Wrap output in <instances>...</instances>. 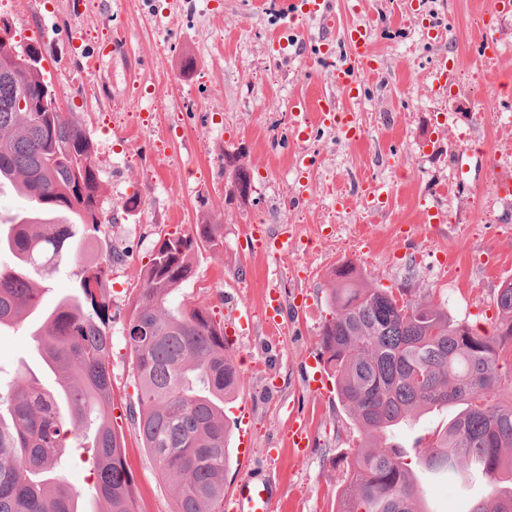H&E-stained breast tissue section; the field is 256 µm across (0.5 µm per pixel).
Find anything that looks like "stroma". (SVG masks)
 I'll use <instances>...</instances> for the list:
<instances>
[{
  "mask_svg": "<svg viewBox=\"0 0 512 512\" xmlns=\"http://www.w3.org/2000/svg\"><path fill=\"white\" fill-rule=\"evenodd\" d=\"M282 2L0 0L13 40L41 45L44 80L97 154L110 225L89 255H116L104 285L112 301V416L142 512H171L173 498L130 418L137 400L122 328L160 235L193 232L205 218L224 226L223 251L199 253L177 298L212 307L240 364L241 384L224 410L230 422L247 418L253 440L224 485L271 477L281 488L274 512H336L346 479L348 413L333 377L313 382L333 266L351 261L367 286L430 295L451 319L481 332L496 326L498 289L512 279V98L491 94L500 73L512 71V11H495L492 0H332L326 17L301 22L280 55L272 45L285 24ZM359 23L372 29L376 69L353 100L318 56L326 47L345 59L350 49L339 32ZM484 35L507 54L475 63ZM443 61L456 80L439 95L432 72ZM299 96L346 112L360 136L344 138L317 118L295 135L289 106ZM471 139L474 190L456 175L457 154ZM239 148L254 187L245 206L229 199L224 172L225 151ZM374 183L392 192L370 211L362 202ZM342 197L350 208L339 205ZM425 210L434 223H421ZM257 228L287 233V250L249 254ZM270 295L282 302L274 328L262 315ZM245 308L252 322H233L232 311ZM38 324L34 317L0 328V367L27 364L54 391L59 378L44 369L30 337ZM292 418L310 429L307 448L287 447Z\"/></svg>",
  "mask_w": 512,
  "mask_h": 512,
  "instance_id": "stroma-1",
  "label": "stroma"
}]
</instances>
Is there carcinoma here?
Returning a JSON list of instances; mask_svg holds the SVG:
<instances>
[{
  "label": "carcinoma",
  "mask_w": 512,
  "mask_h": 512,
  "mask_svg": "<svg viewBox=\"0 0 512 512\" xmlns=\"http://www.w3.org/2000/svg\"><path fill=\"white\" fill-rule=\"evenodd\" d=\"M16 49L0 37V184L30 206L0 229V254L10 257L0 262V326L40 312L38 280L105 227L94 145L73 112L18 108L20 90L44 78ZM202 249H224V225L203 220L191 234L159 238L124 325L148 330L124 336L137 391L132 419L173 492L172 512H224L230 462L224 404L238 380L224 368V324L203 303H172ZM106 272L87 261L77 293L32 331L46 368L64 378L59 393L22 366L0 381V512H80L62 474L66 448L87 455L106 512H138L125 444L112 426ZM332 276L320 347L360 437L336 512H428L424 471L469 491L465 512H512V401L504 398L512 392V281L498 289V326L482 335L425 294L366 287L351 262ZM450 406L457 413L432 439L416 441L408 463L394 432L418 412ZM480 487L483 496L473 493Z\"/></svg>",
  "instance_id": "cac0c4a2"
}]
</instances>
